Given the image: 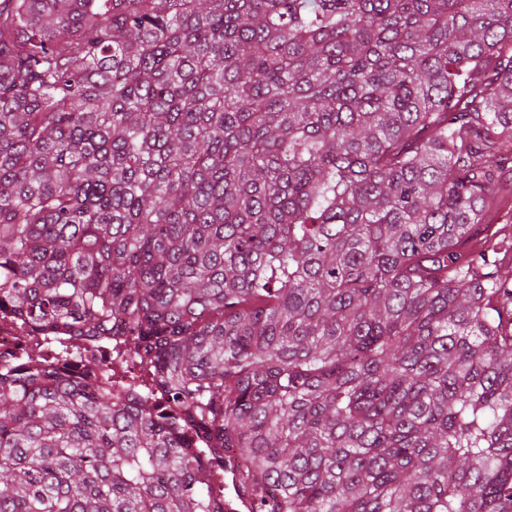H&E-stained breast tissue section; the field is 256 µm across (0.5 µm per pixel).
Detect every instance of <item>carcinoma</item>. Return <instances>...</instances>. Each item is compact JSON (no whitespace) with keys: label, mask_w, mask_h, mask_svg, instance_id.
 I'll return each instance as SVG.
<instances>
[{"label":"carcinoma","mask_w":512,"mask_h":512,"mask_svg":"<svg viewBox=\"0 0 512 512\" xmlns=\"http://www.w3.org/2000/svg\"><path fill=\"white\" fill-rule=\"evenodd\" d=\"M505 151L512 0H0V512H512ZM502 162L498 179L496 204L489 210L485 224L475 232L464 247L466 251L478 250L484 238L499 241L512 237V156ZM490 237V238H491ZM110 344L111 340H97L95 343H85L82 346L83 348H87L89 356L92 354L95 355L96 358V371L98 374V378L101 381H105V376L112 371V360L110 357ZM104 374V375H103Z\"/></svg>","instance_id":"cac0c4a2"}]
</instances>
